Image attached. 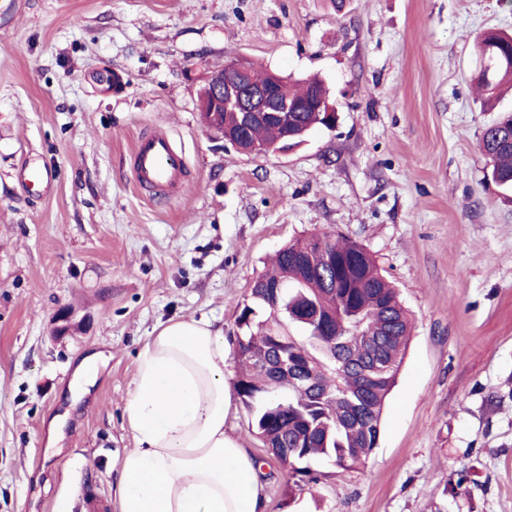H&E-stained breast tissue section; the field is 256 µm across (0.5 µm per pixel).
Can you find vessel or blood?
I'll return each instance as SVG.
<instances>
[{
  "label": "vessel or blood",
  "instance_id": "vessel-or-blood-1",
  "mask_svg": "<svg viewBox=\"0 0 512 512\" xmlns=\"http://www.w3.org/2000/svg\"><path fill=\"white\" fill-rule=\"evenodd\" d=\"M132 159L137 185L165 195L181 192L185 181L184 162L167 133L156 131L140 136Z\"/></svg>",
  "mask_w": 512,
  "mask_h": 512
}]
</instances>
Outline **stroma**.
<instances>
[{
    "label": "stroma",
    "instance_id": "obj_1",
    "mask_svg": "<svg viewBox=\"0 0 512 512\" xmlns=\"http://www.w3.org/2000/svg\"><path fill=\"white\" fill-rule=\"evenodd\" d=\"M491 28L512 31V0H0V512H77L88 484L116 512L141 347L168 320L212 321L238 381L250 286L312 233L363 244L415 329L356 468L317 459L287 484L236 405L226 427L264 464L266 512H512V192L480 151L512 94L492 109L470 82ZM235 56L321 76L336 129L265 157L225 149L197 96ZM107 70L122 86L103 93ZM153 130L186 164L169 198L133 178ZM30 167L49 188L26 186Z\"/></svg>",
    "mask_w": 512,
    "mask_h": 512
}]
</instances>
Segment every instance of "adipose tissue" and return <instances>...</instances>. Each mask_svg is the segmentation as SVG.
Returning <instances> with one entry per match:
<instances>
[{"instance_id": "obj_1", "label": "adipose tissue", "mask_w": 512, "mask_h": 512, "mask_svg": "<svg viewBox=\"0 0 512 512\" xmlns=\"http://www.w3.org/2000/svg\"><path fill=\"white\" fill-rule=\"evenodd\" d=\"M221 329L160 324L126 404L134 439L119 460V512H265L261 465L225 421L232 406Z\"/></svg>"}]
</instances>
